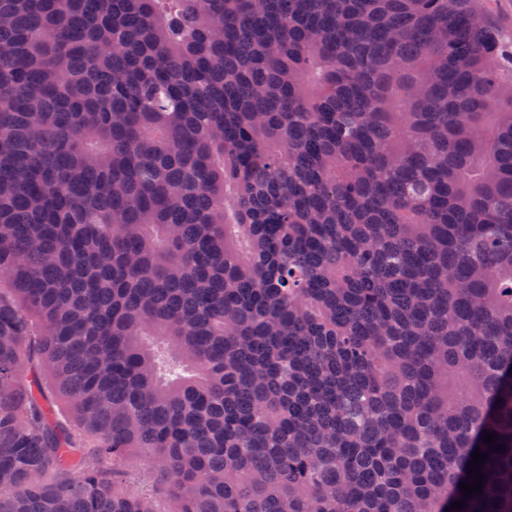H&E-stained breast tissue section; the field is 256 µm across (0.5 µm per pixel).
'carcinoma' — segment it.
Wrapping results in <instances>:
<instances>
[{
    "mask_svg": "<svg viewBox=\"0 0 512 512\" xmlns=\"http://www.w3.org/2000/svg\"><path fill=\"white\" fill-rule=\"evenodd\" d=\"M454 501L512 512L476 0H0V512ZM127 472L129 481L134 488L149 486L153 484L152 474L143 458L137 454L130 457L127 461Z\"/></svg>",
    "mask_w": 512,
    "mask_h": 512,
    "instance_id": "1",
    "label": "carcinoma"
}]
</instances>
